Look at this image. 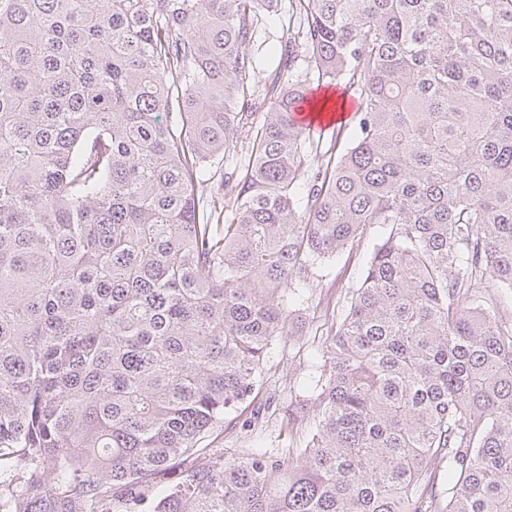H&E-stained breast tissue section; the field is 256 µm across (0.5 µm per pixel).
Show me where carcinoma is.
I'll use <instances>...</instances> for the list:
<instances>
[{"label": "carcinoma", "instance_id": "carcinoma-1", "mask_svg": "<svg viewBox=\"0 0 512 512\" xmlns=\"http://www.w3.org/2000/svg\"><path fill=\"white\" fill-rule=\"evenodd\" d=\"M281 2L0 0V512H512V0H288L257 124ZM374 226L285 441L210 448ZM288 20V12L284 14L283 17L271 18L265 20L262 26V31L260 35V39L255 46V57L257 59V65L261 74L256 80H262L266 75L272 71L278 62V56H276L271 50L275 48V46L279 43L278 37L281 35V25ZM265 41V43L258 48L261 42ZM336 90L340 91V88L332 86L331 88L322 87L317 90L314 89L306 94V100L308 101L313 97H321L322 95L326 96L328 93H334ZM307 101H300L296 103L294 107L292 116L297 125L306 131L314 132L321 131L331 124V121L328 122L324 119L321 113L311 111L307 105ZM331 111L335 113L338 120L336 126L313 134L314 139L318 140L319 143L325 147H329L331 143H336V132L339 125L342 124V128H350L356 123L354 112L344 110L341 107L340 100L337 98L332 104ZM253 157L250 156V150L246 146L241 147L238 144L230 151H226L224 155H220L210 169L211 182H220L224 180V173L233 172V180L235 175L243 174L247 166H251Z\"/></svg>", "mask_w": 512, "mask_h": 512}]
</instances>
